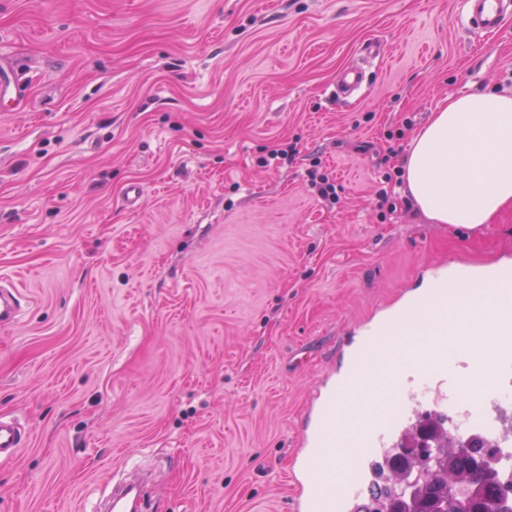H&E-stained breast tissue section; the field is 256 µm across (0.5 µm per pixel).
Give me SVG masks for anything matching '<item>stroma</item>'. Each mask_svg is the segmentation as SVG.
Segmentation results:
<instances>
[{
	"label": "stroma",
	"instance_id": "1",
	"mask_svg": "<svg viewBox=\"0 0 512 512\" xmlns=\"http://www.w3.org/2000/svg\"><path fill=\"white\" fill-rule=\"evenodd\" d=\"M462 8L0 0V87L21 90L0 101V278L25 297L0 418L29 433L0 457V512H109L144 471V512H293L301 413L342 337L426 266L512 254V205L475 231L378 198L442 99L512 90V17L477 35Z\"/></svg>",
	"mask_w": 512,
	"mask_h": 512
}]
</instances>
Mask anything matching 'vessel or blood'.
<instances>
[{
    "instance_id": "1",
    "label": "vessel or blood",
    "mask_w": 512,
    "mask_h": 512,
    "mask_svg": "<svg viewBox=\"0 0 512 512\" xmlns=\"http://www.w3.org/2000/svg\"><path fill=\"white\" fill-rule=\"evenodd\" d=\"M468 23L497 32L512 0H466ZM438 285L422 289L360 328L346 370L328 377L307 408L301 451L288 473L296 512H355L377 460L400 448L404 433L426 417L440 419L458 443L479 441L512 455V324L466 334L436 330L438 311L466 315L512 308V263L466 273L434 268ZM16 284L0 283V323L17 318ZM419 345L398 352L399 341ZM19 423L0 418V457L25 442Z\"/></svg>"
}]
</instances>
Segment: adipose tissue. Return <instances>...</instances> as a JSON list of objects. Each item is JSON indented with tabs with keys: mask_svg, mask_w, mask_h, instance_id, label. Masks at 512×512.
Masks as SVG:
<instances>
[{
	"mask_svg": "<svg viewBox=\"0 0 512 512\" xmlns=\"http://www.w3.org/2000/svg\"><path fill=\"white\" fill-rule=\"evenodd\" d=\"M405 192L437 224L488 223L512 205V92L453 96L430 112L403 159Z\"/></svg>",
	"mask_w": 512,
	"mask_h": 512,
	"instance_id": "1",
	"label": "adipose tissue"
}]
</instances>
